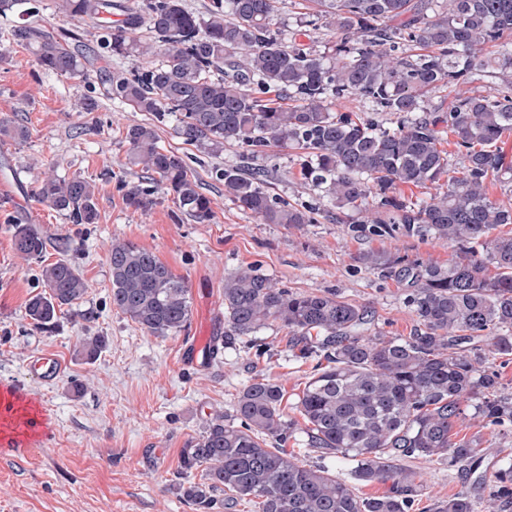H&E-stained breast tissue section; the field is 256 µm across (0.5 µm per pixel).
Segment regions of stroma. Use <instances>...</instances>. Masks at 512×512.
Segmentation results:
<instances>
[{"mask_svg": "<svg viewBox=\"0 0 512 512\" xmlns=\"http://www.w3.org/2000/svg\"><path fill=\"white\" fill-rule=\"evenodd\" d=\"M22 23L17 13L0 16V120L19 121L30 132L23 141L0 136V183L15 184L13 195L0 194V390L22 391L47 424L28 446L0 445V512H194L183 490L202 476L182 470L183 448L211 419L233 421L237 396L253 379L281 385L284 406L293 407L314 367L288 353V331L275 321L210 357L214 338L224 333L226 276L250 265L296 292L333 291L367 308L376 332L407 336L417 321L405 289L394 277L362 267L357 256L374 249L446 264L462 252L430 238L354 235L349 226L357 214H337L320 190L302 183L299 159L289 148L271 149L255 165L267 175L271 195L315 207V221L296 227L260 223L225 197L215 177L216 170L239 165V149L203 153L177 134L173 118L158 125L160 143L184 158L211 199L212 222L186 220L172 195L162 192L147 208L128 206V186L148 179L127 160L126 130L152 122V115L113 104L106 96L107 73L83 78L39 71L31 50L4 40ZM86 95L97 101V111H79ZM49 174L79 175L95 185L96 223H71L35 198ZM29 223L48 238L37 259L17 254L12 245L15 225ZM116 239L152 251L185 281L190 318L183 331L155 336L112 308L108 250ZM59 259L78 269L87 291L79 307L62 308L55 328L40 330L26 317L25 304L43 290L42 267ZM89 309L97 317L83 321L80 314ZM84 336L105 339L94 360L81 353ZM191 345L199 348L193 365L182 359ZM42 354L63 362L56 381L45 383L31 373L30 361ZM453 433L458 440H479L485 461L512 458V424L494 429L468 415ZM396 466L413 477L410 512H427L462 490L477 512L494 504L491 482H474L447 462L404 457Z\"/></svg>", "mask_w": 512, "mask_h": 512, "instance_id": "stroma-1", "label": "stroma"}]
</instances>
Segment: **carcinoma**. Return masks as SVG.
<instances>
[{
  "label": "carcinoma",
  "mask_w": 512,
  "mask_h": 512,
  "mask_svg": "<svg viewBox=\"0 0 512 512\" xmlns=\"http://www.w3.org/2000/svg\"><path fill=\"white\" fill-rule=\"evenodd\" d=\"M297 27L325 25L342 33L324 50L283 41L272 29L276 0H212L198 16L180 0H58V12L77 22L57 33L31 22L12 38L32 50L40 70L89 77L86 65L112 57L155 56L150 68L115 72L113 102L149 112L156 123L170 116L178 133L208 153L226 145L254 160L273 147L302 159L301 178L340 212L362 214L352 232L364 236L434 238L459 246L464 257L448 265L410 260L385 251L358 256L368 270L388 271L405 288L417 328L408 337L373 332L369 311L334 293L279 288L252 266L224 278V344L278 321L288 329V351L317 359L298 396L307 445L324 456L355 462L353 480L392 482L388 493L363 498L348 481L308 465L284 445L298 421L284 413L283 389L260 378L238 394L236 419L217 417L183 449L181 466L201 468L205 482L185 490L194 512H211L212 492L253 502L259 512H409L410 476L393 461L402 457L444 460L476 472L479 442L452 439L469 403L489 426L512 424V396L498 394L489 358L512 354V236L490 234L512 224V207L493 199L489 187L512 186V159L499 142L512 132V96L473 95L465 86L512 70V0H305ZM124 16L112 25V14ZM146 27L151 42L129 33ZM98 33V50L81 41ZM455 92L448 110L425 105L432 92ZM356 95L375 112L400 117L383 128L373 119L336 115V102ZM156 123L128 126L129 161L173 195L179 212L208 224L211 199L188 175L184 159L159 145ZM0 134L24 141L27 126L5 120ZM452 140L445 141L444 135ZM448 143L464 154L460 175L448 189L413 203L402 188H426L448 173ZM224 196L264 224H311L312 211L270 195L247 166L215 171ZM153 189L128 187L126 203H153ZM34 195L65 212L75 224H94L95 186L81 176L42 179ZM380 198L383 211L369 208ZM15 251L40 257L47 240L34 224H18ZM485 249L480 253L476 247ZM499 270L485 274L486 264ZM112 307L152 335L182 331L190 303L184 282L151 251L115 240L109 249ZM44 292L28 299L25 314L38 329L57 324V311L79 303L87 286L77 269L59 259L43 266ZM105 348L88 336L86 359ZM494 498L512 505V460L493 473ZM465 491L432 505L431 512H475Z\"/></svg>",
  "instance_id": "carcinoma-1"
}]
</instances>
